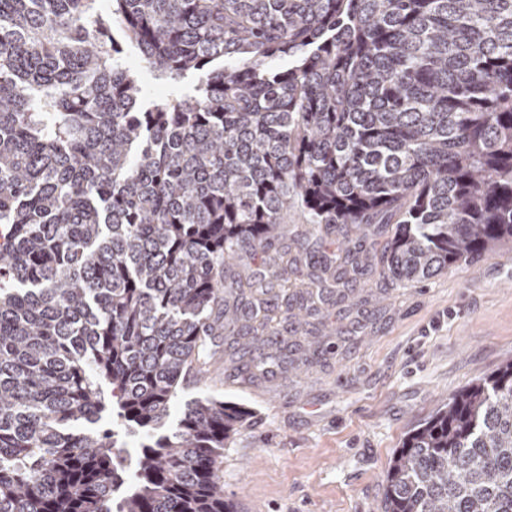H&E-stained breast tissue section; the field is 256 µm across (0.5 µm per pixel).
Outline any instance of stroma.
<instances>
[{
    "mask_svg": "<svg viewBox=\"0 0 512 512\" xmlns=\"http://www.w3.org/2000/svg\"><path fill=\"white\" fill-rule=\"evenodd\" d=\"M359 249L324 262V242L291 209L273 251L296 262L287 288L262 281L258 297L296 292L308 271L346 281L299 328L269 375L252 372L242 326L220 323L205 373L190 372L173 403L221 397L253 418L224 447V495L240 512H382L384 480L404 436L468 382L512 360V244L404 287L383 278L384 236L341 225Z\"/></svg>",
    "mask_w": 512,
    "mask_h": 512,
    "instance_id": "1",
    "label": "stroma"
}]
</instances>
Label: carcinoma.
Masks as SVG:
<instances>
[{
    "instance_id": "carcinoma-1",
    "label": "carcinoma",
    "mask_w": 512,
    "mask_h": 512,
    "mask_svg": "<svg viewBox=\"0 0 512 512\" xmlns=\"http://www.w3.org/2000/svg\"><path fill=\"white\" fill-rule=\"evenodd\" d=\"M0 0V512H234L185 406L242 251L381 224L397 282L512 242V0ZM195 94L141 106L122 43ZM288 60L284 68L270 62ZM305 314L325 287L307 284ZM246 318L251 343L276 307ZM142 433L133 474L119 432ZM384 512H512V360L396 449Z\"/></svg>"
}]
</instances>
